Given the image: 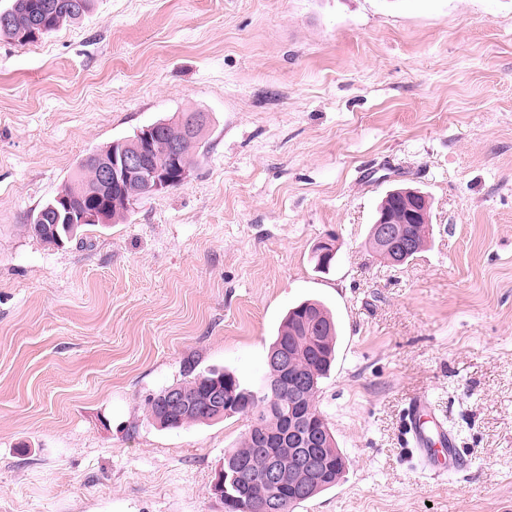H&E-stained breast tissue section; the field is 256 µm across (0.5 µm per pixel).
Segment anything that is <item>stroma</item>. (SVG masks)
<instances>
[{
    "label": "stroma",
    "mask_w": 512,
    "mask_h": 512,
    "mask_svg": "<svg viewBox=\"0 0 512 512\" xmlns=\"http://www.w3.org/2000/svg\"><path fill=\"white\" fill-rule=\"evenodd\" d=\"M190 110L186 182L27 234L87 153ZM396 186L432 235L392 267L367 240ZM304 299L338 324L318 408L349 466L294 512H512V0H93L0 38V512H224L248 418L169 430L146 401L191 356L260 387ZM422 395L444 471L406 434Z\"/></svg>",
    "instance_id": "1"
}]
</instances>
